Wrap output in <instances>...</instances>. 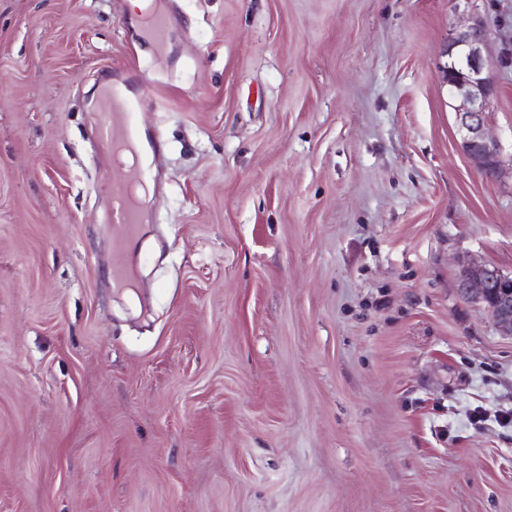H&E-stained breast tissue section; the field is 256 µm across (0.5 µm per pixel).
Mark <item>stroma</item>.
Masks as SVG:
<instances>
[{
    "instance_id": "obj_1",
    "label": "stroma",
    "mask_w": 512,
    "mask_h": 512,
    "mask_svg": "<svg viewBox=\"0 0 512 512\" xmlns=\"http://www.w3.org/2000/svg\"><path fill=\"white\" fill-rule=\"evenodd\" d=\"M177 4L160 55L129 0H0V512H512V336L456 290L512 272V166L444 80L484 22L511 158L512 0ZM106 80L163 148L127 243ZM489 31L477 22L461 31L448 46L446 81L449 97L459 100L456 120L460 145L487 178L501 174L502 147L489 135L488 104L495 92L491 68L483 55Z\"/></svg>"
}]
</instances>
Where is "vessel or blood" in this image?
Returning a JSON list of instances; mask_svg holds the SVG:
<instances>
[{
    "instance_id": "1",
    "label": "vessel or blood",
    "mask_w": 512,
    "mask_h": 512,
    "mask_svg": "<svg viewBox=\"0 0 512 512\" xmlns=\"http://www.w3.org/2000/svg\"><path fill=\"white\" fill-rule=\"evenodd\" d=\"M148 34L157 49H165L171 32V18L167 13L149 11L145 18ZM147 93L132 98L118 99L113 91L103 96L102 110L97 115L99 137L103 146L116 160L109 176L116 189L109 196L110 222L118 238L129 239L136 236L143 222L141 206L131 189L155 181L156 173L152 166L125 164L121 157L124 152L133 151L135 144L148 141L150 147H157L156 138L147 137L140 122V114L148 105Z\"/></svg>"
}]
</instances>
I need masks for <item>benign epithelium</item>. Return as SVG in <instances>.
I'll list each match as a JSON object with an SVG mask.
<instances>
[{"label":"benign epithelium","instance_id":"1","mask_svg":"<svg viewBox=\"0 0 512 512\" xmlns=\"http://www.w3.org/2000/svg\"><path fill=\"white\" fill-rule=\"evenodd\" d=\"M489 31L477 22L448 46V95L459 100L456 120L460 145L487 178L501 174L502 147L489 135L488 104L495 92L491 68L483 55ZM459 295L482 305L498 330L512 335V273L488 265H466L457 277Z\"/></svg>","mask_w":512,"mask_h":512}]
</instances>
